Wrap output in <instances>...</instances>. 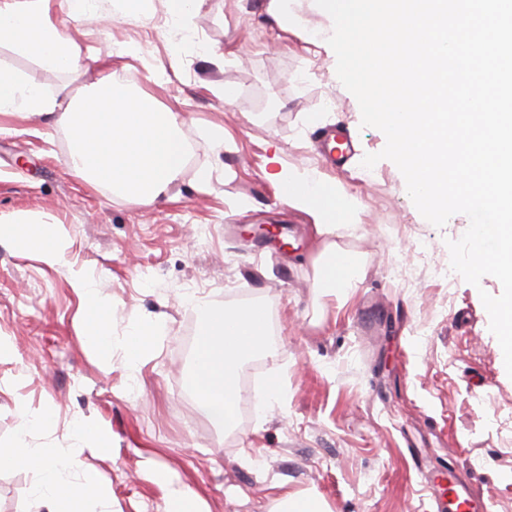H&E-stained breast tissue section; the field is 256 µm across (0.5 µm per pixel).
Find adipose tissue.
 I'll return each instance as SVG.
<instances>
[{
    "instance_id": "ef3b65f1",
    "label": "adipose tissue",
    "mask_w": 512,
    "mask_h": 512,
    "mask_svg": "<svg viewBox=\"0 0 512 512\" xmlns=\"http://www.w3.org/2000/svg\"><path fill=\"white\" fill-rule=\"evenodd\" d=\"M48 2L0 0V44H12L46 67L77 68L79 56L50 19ZM17 111L56 117L70 131L68 165L73 174L141 202L165 194L188 159L180 114L162 108L151 93L128 94L108 76L84 92L51 97L0 66V112ZM273 179L283 200L305 210L314 221V286L319 295L347 298L366 276L361 255L343 243L346 232L356 231L361 223L362 202L318 171L297 165L283 164ZM58 234L56 225L25 217L0 220V239L39 253L51 266L62 259ZM73 285L82 298L79 322L83 334L102 358H109L112 331L96 281L91 274L77 272ZM194 307L202 324V339L194 352L191 386L209 415L228 424L240 399L238 366L266 349L268 315L259 304L224 308L198 301ZM53 423L46 413L24 417L15 441L0 448V471L34 470L33 494L47 512H87L88 504L108 505L110 484L81 482L77 475L83 449L108 447L109 432L93 420L80 419L73 426L70 448L30 445V432L50 430Z\"/></svg>"
}]
</instances>
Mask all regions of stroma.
Wrapping results in <instances>:
<instances>
[{
	"label": "stroma",
	"mask_w": 512,
	"mask_h": 512,
	"mask_svg": "<svg viewBox=\"0 0 512 512\" xmlns=\"http://www.w3.org/2000/svg\"><path fill=\"white\" fill-rule=\"evenodd\" d=\"M267 2L204 0L185 34L164 0H149L145 20L89 0L88 20L75 21L56 2L51 19L72 38L77 69L0 47V66L50 95L76 94L105 73L152 93L184 115L189 145L179 177L144 204L75 177L65 125L0 115V215L58 225L62 254L51 267L0 241V336L15 347L0 359V445L14 442L25 412L55 420L32 434L34 446L69 447L75 420L96 421L111 443L85 449L81 475L111 484L110 512H170L178 491L199 512H272L287 492L314 493L330 512H452L429 481L446 467L486 512H512V377L481 300L502 286L489 275L476 286L435 275L468 217L434 227L392 161L362 167L385 135L362 126L326 44L269 23ZM131 44L140 48L133 58L124 54ZM210 124L223 126V145L204 136ZM333 124L356 151L329 170L315 134ZM282 161L326 173L365 204L346 244L363 256L366 277L345 301L316 295L311 221L270 178ZM257 224L282 226L284 246L263 250L245 231ZM78 269L106 298L114 339L161 322L136 370L121 348L104 359L82 336ZM197 297L265 305L272 351L245 359L238 383L261 392L280 379L282 396L267 411L240 401L223 426L201 409L190 385ZM35 479L0 471V512H45Z\"/></svg>",
	"instance_id": "1"
}]
</instances>
